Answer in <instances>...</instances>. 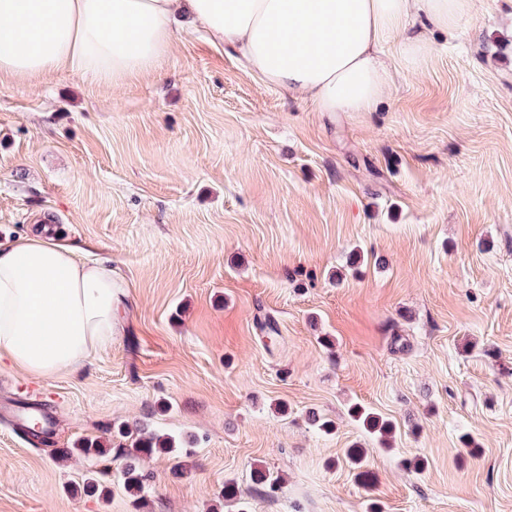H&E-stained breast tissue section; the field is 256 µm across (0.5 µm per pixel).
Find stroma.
Wrapping results in <instances>:
<instances>
[{"label":"stroma","mask_w":512,"mask_h":512,"mask_svg":"<svg viewBox=\"0 0 512 512\" xmlns=\"http://www.w3.org/2000/svg\"><path fill=\"white\" fill-rule=\"evenodd\" d=\"M431 40L417 71L386 40L391 93L333 118L190 30L119 84L0 76V241L60 238L128 291L79 370L0 362V403L55 420L46 445L0 420V512H512V0ZM121 426L184 442L138 503ZM350 415L358 421L363 428L370 434L379 437L382 441L393 434L394 428L392 423L381 417L368 412L362 406H354L351 408Z\"/></svg>","instance_id":"1"}]
</instances>
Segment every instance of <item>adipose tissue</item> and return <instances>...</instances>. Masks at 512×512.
Returning a JSON list of instances; mask_svg holds the SVG:
<instances>
[{
	"label": "adipose tissue",
	"instance_id": "adipose-tissue-1",
	"mask_svg": "<svg viewBox=\"0 0 512 512\" xmlns=\"http://www.w3.org/2000/svg\"><path fill=\"white\" fill-rule=\"evenodd\" d=\"M475 0H0V75L68 66L119 83L154 71L179 19L239 53L263 83L321 112H372L392 83L380 44L415 69L430 33H453ZM40 236L0 241V355L48 378L89 361L124 306L108 268Z\"/></svg>",
	"mask_w": 512,
	"mask_h": 512
}]
</instances>
